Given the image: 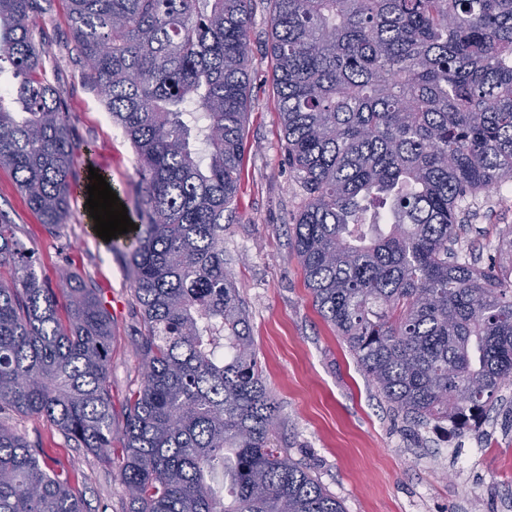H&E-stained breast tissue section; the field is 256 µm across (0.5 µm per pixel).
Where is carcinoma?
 I'll list each match as a JSON object with an SVG mask.
<instances>
[{"instance_id": "cac0c4a2", "label": "carcinoma", "mask_w": 512, "mask_h": 512, "mask_svg": "<svg viewBox=\"0 0 512 512\" xmlns=\"http://www.w3.org/2000/svg\"><path fill=\"white\" fill-rule=\"evenodd\" d=\"M137 158L127 272L142 379L112 422L98 289L52 287L0 221V512H86L41 437L122 448L127 512H344L274 448L279 407L224 266L250 111L251 0H67ZM282 149L305 195L293 252L313 304L419 427L486 415L512 378V225L480 267L467 204L512 180V0H269ZM37 0H0V168L53 233L80 179ZM224 472V490L211 482Z\"/></svg>"}]
</instances>
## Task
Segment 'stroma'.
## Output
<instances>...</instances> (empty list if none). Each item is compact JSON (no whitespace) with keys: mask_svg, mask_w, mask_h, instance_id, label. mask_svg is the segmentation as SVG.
I'll list each match as a JSON object with an SVG mask.
<instances>
[{"mask_svg":"<svg viewBox=\"0 0 512 512\" xmlns=\"http://www.w3.org/2000/svg\"><path fill=\"white\" fill-rule=\"evenodd\" d=\"M39 2L46 66L68 105L73 138L133 208L135 153L87 79L66 0ZM270 30L268 0H252L251 110L233 219L224 227V258L246 304L259 365L281 406L276 446L308 467L345 512H512V381L503 385L494 410L461 434L414 427L390 409L318 314L292 251L291 224L304 194L282 149ZM470 211L454 249L483 267L512 225V194L491 192ZM0 215L17 225L42 278L58 284L64 269L71 283L98 288L112 318V417L123 425L126 395L142 372L141 311L124 256L90 231L76 196L60 234H49L6 169H0ZM18 430L42 439L47 457L69 471L87 512H126L110 463L70 446L36 419L22 420Z\"/></svg>","mask_w":512,"mask_h":512,"instance_id":"35a3bbf8","label":"stroma"}]
</instances>
